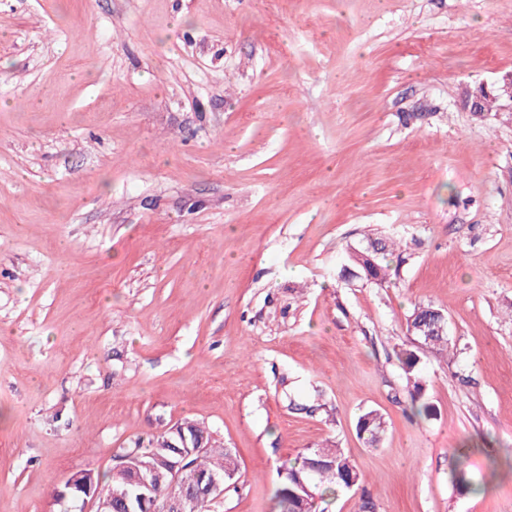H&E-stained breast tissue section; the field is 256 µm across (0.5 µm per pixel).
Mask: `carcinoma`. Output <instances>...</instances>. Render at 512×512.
I'll return each instance as SVG.
<instances>
[{"mask_svg": "<svg viewBox=\"0 0 512 512\" xmlns=\"http://www.w3.org/2000/svg\"><path fill=\"white\" fill-rule=\"evenodd\" d=\"M378 252L371 253L364 250L365 244L357 245L362 254L353 252L348 255V264L342 266L340 276L346 278L364 279L376 285H382L390 276H399V269L404 258L402 257L401 244L391 237H378ZM441 313V310L430 304H418L407 319V325H429ZM415 343L401 348L397 357L402 364L406 375L407 385L411 387L409 394L413 408L419 415L430 417L434 415V408L423 401L425 394L424 382L420 375V366L423 358L428 353H441L451 346L452 341L448 332L434 336H425L419 330L413 332ZM386 421L382 414L375 410L361 414L356 422L358 435L369 445L380 442L385 431ZM187 436L203 442L207 445L201 453L194 454L186 461L189 469L184 475V480L176 483L167 477H157L152 483V488L144 491L145 500L135 498L139 491L132 492L134 499L127 506L120 501L112 503V512H150L154 500L165 499L182 495L193 488L201 491L206 488L209 480L214 475H222L226 471L237 467L236 456L232 449L219 444L208 428L197 421L184 420L180 422ZM173 438L169 431L165 430L154 437L149 446L144 448L139 442L129 448H123L120 453L139 462L153 461L157 454L167 453V449L161 447V441ZM279 483L276 489V498L280 506V512H317V495L334 494L337 490L349 488L354 485L357 473L349 457L336 446L330 444L312 449L302 456L300 464L283 469L279 473ZM93 491L109 498L112 493L123 488V476L112 471L103 477L93 476ZM309 487L314 493L308 497L304 487Z\"/></svg>", "mask_w": 512, "mask_h": 512, "instance_id": "cac0c4a2", "label": "carcinoma"}]
</instances>
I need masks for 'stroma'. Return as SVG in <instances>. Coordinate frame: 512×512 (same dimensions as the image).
Returning a JSON list of instances; mask_svg holds the SVG:
<instances>
[{"mask_svg": "<svg viewBox=\"0 0 512 512\" xmlns=\"http://www.w3.org/2000/svg\"><path fill=\"white\" fill-rule=\"evenodd\" d=\"M509 72L512 0H0V512L186 418L237 456L210 512L328 440L325 512H512V114L461 100ZM370 239L372 237H367L365 243L354 246L359 249L362 255H356L352 251L349 252L348 264L343 265L340 270L342 278H359L376 285H382L390 278L391 271H393L395 277L399 275L400 265L404 262L400 242L391 237H374L379 245L378 252L375 254L371 253L374 252V247L371 244L366 248L371 252L363 250ZM394 258H396V264L392 266ZM441 313L445 317V323L447 322L446 315L440 310L432 306L431 304H418L414 307L413 312L407 319V329L411 339L412 345L401 348L397 352V357L402 364L406 375L407 385L412 389L409 390L413 408L418 415H424L425 417L433 416L435 411L433 406L423 401L425 394V385L420 375V366L423 363V358L426 353H442L451 347L452 341L448 336V329L445 328L444 323L440 322L425 330L423 328H417L424 331L426 335L430 331L444 332L434 336H423V333L419 330H414L417 324H424L425 326L432 323L436 317ZM413 326L410 328V326ZM414 330V332H413ZM414 336H413V335ZM414 341H418L419 344H415ZM417 402L419 403L417 405ZM386 421L382 414L375 410L361 414L356 422L358 435L369 445L380 442L385 431Z\"/></svg>", "mask_w": 512, "mask_h": 512, "instance_id": "obj_1", "label": "stroma"}]
</instances>
